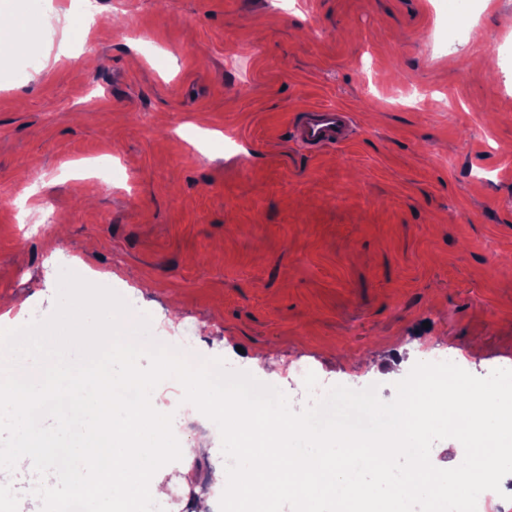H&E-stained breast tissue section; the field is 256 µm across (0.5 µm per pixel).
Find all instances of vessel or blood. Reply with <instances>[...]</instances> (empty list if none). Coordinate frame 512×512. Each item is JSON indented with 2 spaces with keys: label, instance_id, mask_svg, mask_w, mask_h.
I'll return each instance as SVG.
<instances>
[{
  "label": "vessel or blood",
  "instance_id": "vessel-or-blood-1",
  "mask_svg": "<svg viewBox=\"0 0 512 512\" xmlns=\"http://www.w3.org/2000/svg\"><path fill=\"white\" fill-rule=\"evenodd\" d=\"M355 131L353 113L342 108L309 107L298 113L290 136L296 146L314 152L349 143Z\"/></svg>",
  "mask_w": 512,
  "mask_h": 512
}]
</instances>
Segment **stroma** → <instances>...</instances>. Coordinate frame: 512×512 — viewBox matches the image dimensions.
Returning a JSON list of instances; mask_svg holds the SVG:
<instances>
[{"mask_svg":"<svg viewBox=\"0 0 512 512\" xmlns=\"http://www.w3.org/2000/svg\"><path fill=\"white\" fill-rule=\"evenodd\" d=\"M268 2L99 0L90 36L65 11L17 32L0 59L10 319L50 317L68 263L112 271L154 336L193 326L192 360L300 405L269 361L386 401L424 345L479 377L512 365V0H479L470 37L445 47L448 0ZM318 104L357 132L311 154L289 130ZM209 424L175 411L198 448L155 473L165 512H219Z\"/></svg>","mask_w":512,"mask_h":512,"instance_id":"obj_1","label":"stroma"}]
</instances>
